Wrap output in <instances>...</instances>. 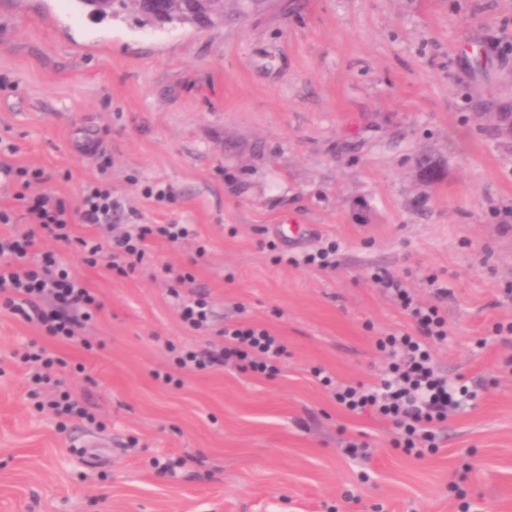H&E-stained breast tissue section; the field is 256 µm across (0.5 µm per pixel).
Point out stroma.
<instances>
[{
	"label": "stroma",
	"instance_id": "stroma-1",
	"mask_svg": "<svg viewBox=\"0 0 512 512\" xmlns=\"http://www.w3.org/2000/svg\"><path fill=\"white\" fill-rule=\"evenodd\" d=\"M0 139L70 206L103 176L118 224L197 232L127 276L65 253L102 304L94 350L0 307V512H512V335L493 332L512 321V0H224L209 29L0 0ZM330 241L331 266L282 261ZM377 268L423 303L447 281L432 355L476 393L420 458L314 375L376 383L375 337L412 331ZM177 273L206 328L182 322ZM239 322L283 340L277 374L174 369L169 345ZM33 344L69 362L89 419L35 408Z\"/></svg>",
	"mask_w": 512,
	"mask_h": 512
}]
</instances>
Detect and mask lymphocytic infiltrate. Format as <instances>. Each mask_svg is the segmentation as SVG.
<instances>
[{
  "label": "lymphocytic infiltrate",
  "mask_w": 512,
  "mask_h": 512,
  "mask_svg": "<svg viewBox=\"0 0 512 512\" xmlns=\"http://www.w3.org/2000/svg\"><path fill=\"white\" fill-rule=\"evenodd\" d=\"M0 177L18 185L14 198L20 201L29 225L23 234L0 235V306L61 342H81L84 328L101 303L80 277L69 272L56 251L39 249L40 238L71 247L91 267L97 266L103 255H110L111 269L125 276L146 259L151 238L174 243L195 235L187 224H135L113 234L112 214L120 203L112 195L111 184L102 179L87 182L79 205L73 208L56 194L41 190L42 169L1 163ZM77 222L97 226L106 233V241L74 235L72 227ZM372 279L406 312L415 331L388 333L377 339V350L389 360V372L378 386L336 387L327 375L322 382L333 386L336 402L346 410H369L391 423L396 430L395 446L420 457L437 448V424L445 422L470 392L466 385L449 381L433 362L432 345L448 337L447 321L439 307L414 301L403 280L390 272L375 273ZM221 335L224 344L219 352H179L176 367L193 373L230 363L245 372L272 375L287 353L281 339L264 327L241 323L225 327ZM22 360L32 369L34 385L59 389L54 397L39 402L38 410H50L60 418H87L85 407L61 387L59 373L65 360L37 345L25 352Z\"/></svg>",
  "instance_id": "obj_1"
}]
</instances>
